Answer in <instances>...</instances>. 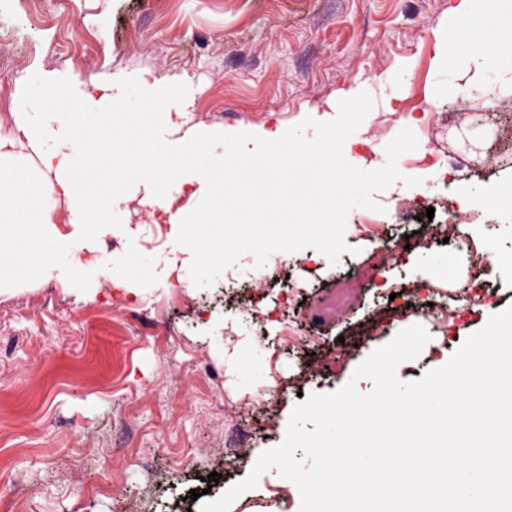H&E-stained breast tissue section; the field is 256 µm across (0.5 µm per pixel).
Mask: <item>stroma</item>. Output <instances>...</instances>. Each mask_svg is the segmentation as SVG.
<instances>
[{
  "label": "stroma",
  "instance_id": "obj_1",
  "mask_svg": "<svg viewBox=\"0 0 512 512\" xmlns=\"http://www.w3.org/2000/svg\"><path fill=\"white\" fill-rule=\"evenodd\" d=\"M457 0H0V34L10 42L13 89L0 105V134L16 120L40 125L43 78L70 86L108 81L120 111L141 112L155 91L183 103L191 123L215 137L213 166L239 153L247 135L281 127L297 143L327 144L348 171L335 240L274 239L253 248L226 228L224 260L170 267L176 227L154 224L119 205L112 235L93 264L78 268L83 239L67 223L60 198L43 193L63 240L46 255L52 280L0 274V512H201L246 479L251 464L225 469L224 407L264 385L276 396L247 422L252 459L285 438L300 395L331 394L348 381L370 380L356 367L415 317L386 305L387 281L427 293L464 256L443 242L398 255L380 270L375 218L396 236L416 231L397 211L399 197L437 199L457 209L454 188L473 198L472 221L449 228L470 235L491 257L512 256V208L487 198L512 185V150L485 153L512 137V87L502 65L480 82L466 77L464 50L448 53V17ZM357 90L333 125L310 120L333 93ZM434 112L432 125L405 124V99ZM460 156L449 179L427 158ZM139 274L134 297L113 281ZM376 288L357 295L344 316L331 313L355 272ZM264 289L249 288L252 278ZM490 299L461 301L447 334L396 368L413 381L441 367L492 314L512 306V276L490 271ZM137 304L140 317L126 307ZM291 334H284L283 326ZM132 422L129 436L115 420ZM217 485L207 486L210 473ZM200 499H189L190 490ZM248 512H300L295 484L276 470L232 502Z\"/></svg>",
  "mask_w": 512,
  "mask_h": 512
}]
</instances>
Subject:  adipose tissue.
Returning <instances> with one entry per match:
<instances>
[{"mask_svg": "<svg viewBox=\"0 0 512 512\" xmlns=\"http://www.w3.org/2000/svg\"><path fill=\"white\" fill-rule=\"evenodd\" d=\"M466 25L449 22L448 28L464 45L468 74L480 80L484 72L503 58L512 59V0H459L456 8ZM48 119L59 140L57 152L41 156L40 173L12 165L16 147L37 149L42 136L25 121L17 122L9 135H0V272L36 267L40 277L50 278L51 268L35 265L34 251L56 234V218L39 210L35 200L40 192L52 190L66 203L68 221L88 240L111 234L114 206L124 201V184L135 179L139 186L138 206L152 215L167 216L169 224L181 226V250L189 258L206 257L213 262L224 256V208L226 199L240 194V176L248 174L254 184L276 178L288 166L313 175L318 195L309 209L301 212L296 230L322 227L325 215L336 206V188L346 172L336 168L328 150L289 147L282 129H259L254 137L266 151L244 149L229 158L222 168L208 166L203 142L206 134L199 125L184 126L174 120V105L151 100L138 116L116 111L112 85L97 84L90 90L66 87L56 75H47L42 87ZM169 124L183 146L173 156L145 146L142 135L155 121ZM87 148L81 169L72 166L75 145ZM196 168L216 207L208 213L185 207L172 210L165 190L166 178L182 167Z\"/></svg>", "mask_w": 512, "mask_h": 512, "instance_id": "adipose-tissue-1", "label": "adipose tissue"}]
</instances>
